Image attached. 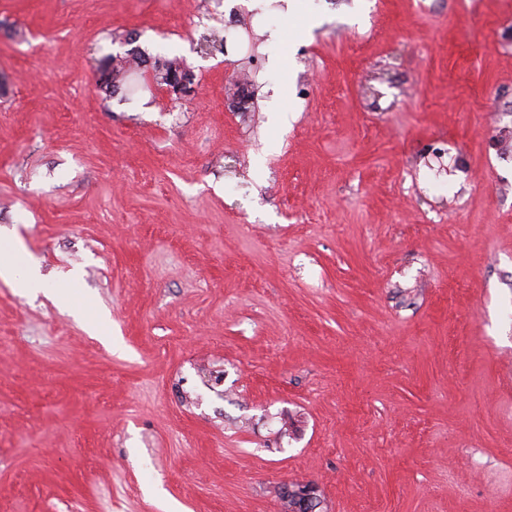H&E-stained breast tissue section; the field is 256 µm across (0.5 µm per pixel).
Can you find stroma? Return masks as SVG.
<instances>
[{"label": "stroma", "mask_w": 512, "mask_h": 512, "mask_svg": "<svg viewBox=\"0 0 512 512\" xmlns=\"http://www.w3.org/2000/svg\"><path fill=\"white\" fill-rule=\"evenodd\" d=\"M321 4L0 0V512H512V0ZM141 52L138 49L132 48L128 51L127 57L117 58L116 56L107 55L103 57L99 61L98 71L100 73V81L102 85H105V89L108 90L109 87V96H111L112 92L114 93L119 87L115 86L113 80L118 78L121 71H123L125 64L128 63L129 59L132 60H141L142 64L146 63L147 60L143 58ZM144 69H148L147 65L144 64ZM151 69L155 73L154 78L156 79L157 85H159L160 87H163V85H165L166 87H170L171 80L173 78H177L178 76L189 77L190 85L192 84L191 82L194 79V75L192 74V72L184 66H182L180 62L177 60V58L165 61L163 63L155 61L152 64ZM0 278L20 279L28 288L49 290L63 306H67V299L71 297L67 288H55L41 274L39 266L29 261L26 263L19 257L15 246L3 244L0 241ZM283 492L285 496L288 498V494L295 497L296 500H302L303 505H307L313 498L314 494L318 492L317 487L309 482H300V483H292V484H285L283 485ZM280 500L282 502V505L284 507V512H315L314 511H307V509L302 510L301 508L296 509V503L293 499L288 498L286 500L281 494H280Z\"/></svg>", "instance_id": "35a3bbf8"}]
</instances>
